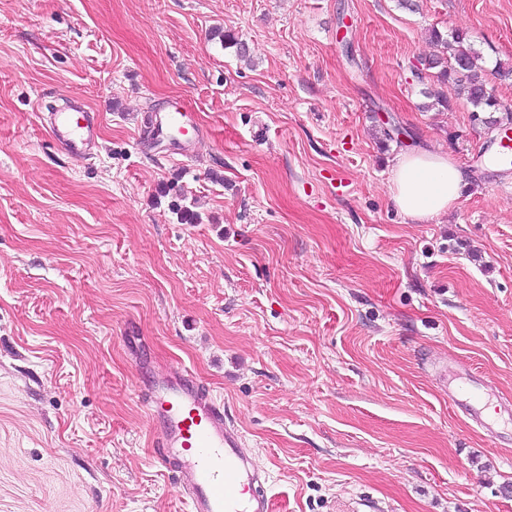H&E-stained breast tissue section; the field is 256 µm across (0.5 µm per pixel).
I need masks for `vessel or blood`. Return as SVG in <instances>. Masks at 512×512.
<instances>
[{
  "label": "vessel or blood",
  "instance_id": "b4317fda",
  "mask_svg": "<svg viewBox=\"0 0 512 512\" xmlns=\"http://www.w3.org/2000/svg\"><path fill=\"white\" fill-rule=\"evenodd\" d=\"M50 126L57 145L78 158L97 135L89 112L78 117L51 113ZM463 392L471 420L490 428L482 411V383L470 380ZM149 404L156 424L155 457L175 476L188 512H272L261 469L244 452L240 434L221 404L191 370L180 368L158 378Z\"/></svg>",
  "mask_w": 512,
  "mask_h": 512
}]
</instances>
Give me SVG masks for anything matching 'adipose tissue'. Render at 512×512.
<instances>
[{
    "mask_svg": "<svg viewBox=\"0 0 512 512\" xmlns=\"http://www.w3.org/2000/svg\"><path fill=\"white\" fill-rule=\"evenodd\" d=\"M467 184L463 171L447 155L403 151L393 161L388 189L396 207L421 224L454 207Z\"/></svg>",
    "mask_w": 512,
    "mask_h": 512,
    "instance_id": "obj_1",
    "label": "adipose tissue"
}]
</instances>
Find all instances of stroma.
Segmentation results:
<instances>
[{
	"label": "stroma",
	"mask_w": 512,
	"mask_h": 512,
	"mask_svg": "<svg viewBox=\"0 0 512 512\" xmlns=\"http://www.w3.org/2000/svg\"><path fill=\"white\" fill-rule=\"evenodd\" d=\"M416 4L0 0V512H184L147 409L176 366L274 512H512V420L444 377L512 402V172L410 72L464 33L512 108V0ZM73 101L80 161L47 126ZM175 110L193 158L151 124ZM409 148L470 179L424 224L387 193ZM461 390L469 401L466 407L470 419L483 428L493 429V423L484 416L482 411L485 399L482 383L477 379H471Z\"/></svg>",
	"instance_id": "1"
}]
</instances>
